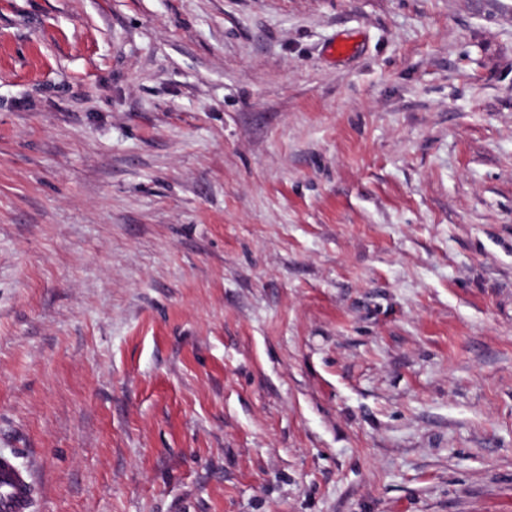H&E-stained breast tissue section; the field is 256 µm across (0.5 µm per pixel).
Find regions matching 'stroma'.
Instances as JSON below:
<instances>
[{"mask_svg": "<svg viewBox=\"0 0 512 512\" xmlns=\"http://www.w3.org/2000/svg\"><path fill=\"white\" fill-rule=\"evenodd\" d=\"M1 452L35 512H512V0H0Z\"/></svg>", "mask_w": 512, "mask_h": 512, "instance_id": "obj_1", "label": "stroma"}]
</instances>
